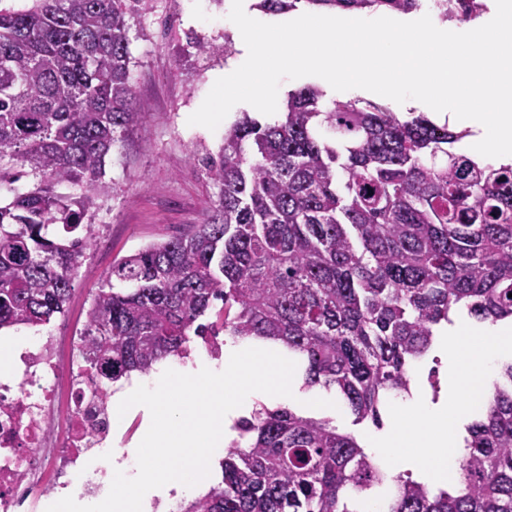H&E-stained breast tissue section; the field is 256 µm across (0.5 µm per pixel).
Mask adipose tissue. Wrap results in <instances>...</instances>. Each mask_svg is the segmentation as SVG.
<instances>
[{
  "instance_id": "adipose-tissue-1",
  "label": "adipose tissue",
  "mask_w": 512,
  "mask_h": 512,
  "mask_svg": "<svg viewBox=\"0 0 512 512\" xmlns=\"http://www.w3.org/2000/svg\"><path fill=\"white\" fill-rule=\"evenodd\" d=\"M512 348V336L470 327L456 331L448 350L458 363L450 377L448 398L436 405L412 403L396 415L397 423L385 445L414 458L422 467L439 474L458 451L453 423L459 402L486 374L490 359L500 349Z\"/></svg>"
}]
</instances>
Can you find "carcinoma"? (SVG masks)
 I'll return each instance as SVG.
<instances>
[{
    "label": "carcinoma",
    "mask_w": 512,
    "mask_h": 512,
    "mask_svg": "<svg viewBox=\"0 0 512 512\" xmlns=\"http://www.w3.org/2000/svg\"><path fill=\"white\" fill-rule=\"evenodd\" d=\"M443 21H473L475 0H433ZM409 13L420 0H259L265 14ZM152 0H0V329L67 311L95 239L105 160L142 121L130 32ZM288 94L285 119L245 116L203 159L218 193L203 223L112 266L91 298L89 365L112 381L184 358L191 337L281 346L304 386L335 389L356 422L383 424L438 328L464 312L512 322V164L458 154L466 136L423 112ZM222 303L215 320L201 322ZM466 427L465 453L431 489L386 474L325 419L261 408L238 424L221 482L179 512H512V359Z\"/></svg>",
    "instance_id": "1"
}]
</instances>
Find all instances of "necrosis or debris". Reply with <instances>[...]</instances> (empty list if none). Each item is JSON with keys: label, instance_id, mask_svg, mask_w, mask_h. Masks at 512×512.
Masks as SVG:
<instances>
[{"label": "necrosis or debris", "instance_id": "4bbe7bcc", "mask_svg": "<svg viewBox=\"0 0 512 512\" xmlns=\"http://www.w3.org/2000/svg\"><path fill=\"white\" fill-rule=\"evenodd\" d=\"M83 329L61 326L19 346L0 373V512H32L61 490L77 493L88 449L110 452L112 419Z\"/></svg>", "mask_w": 512, "mask_h": 512}]
</instances>
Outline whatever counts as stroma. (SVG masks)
Here are the masks:
<instances>
[{"label":"stroma","instance_id":"1","mask_svg":"<svg viewBox=\"0 0 512 512\" xmlns=\"http://www.w3.org/2000/svg\"><path fill=\"white\" fill-rule=\"evenodd\" d=\"M232 0H159L155 12L143 22V29L131 43L136 60L133 78L136 108L142 114L139 125L128 129L106 158L105 179L116 192L97 201L96 239L76 272L73 290L64 318L74 325L84 324L91 297L105 276L121 258L152 244L192 231L202 223L216 198V190L200 165L204 151L218 152L224 131L243 113L259 122L267 115L246 103L237 104L221 122L209 130L188 125V117L204 101L224 71L237 68L247 57L243 48L231 55H216L206 61L186 45L189 31L209 38L233 31L228 14ZM192 357L187 362L167 359L150 375L132 374L111 384L117 394L140 385L154 386L166 369L194 374L202 368L219 372L223 358L210 356L200 340H192ZM302 375H295L292 397H272L263 393L248 396L236 416L224 421L222 447L236 440L237 417L250 416L256 408L289 407L306 416L329 419L342 433L353 434L365 451L384 470L411 471L414 478L431 488L439 482L407 457L391 458L381 451L382 441L393 428V412L403 398L390 400L383 411L384 425L355 423L354 416L335 390L320 386L303 389ZM151 417L143 406L131 408L112 429L114 445L125 448L129 468H136L135 451Z\"/></svg>","mask_w":512,"mask_h":512}]
</instances>
